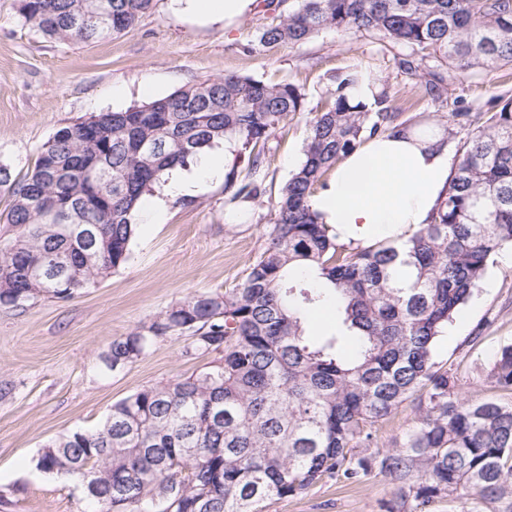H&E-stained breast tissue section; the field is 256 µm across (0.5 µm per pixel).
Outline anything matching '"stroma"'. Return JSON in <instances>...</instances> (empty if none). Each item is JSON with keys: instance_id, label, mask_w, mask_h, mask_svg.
Here are the masks:
<instances>
[{"instance_id": "obj_1", "label": "stroma", "mask_w": 512, "mask_h": 512, "mask_svg": "<svg viewBox=\"0 0 512 512\" xmlns=\"http://www.w3.org/2000/svg\"><path fill=\"white\" fill-rule=\"evenodd\" d=\"M263 0L246 13L206 22L155 0L134 27L109 40L64 44L43 36L19 16V0H0V165L22 179L41 146L62 127L91 115L144 103L198 81L236 74L290 82L309 104L326 95L336 70L367 62L382 73L390 111L445 116L512 96V69L445 74L448 92L434 97L417 75L396 65L399 48L350 32L327 31L298 47L260 45L277 23ZM306 116L282 123L269 139L257 175L263 193L230 207L223 182L190 200L171 203L162 223L143 224L130 258L104 280L63 302L40 297L0 308V512H88L82 485L41 472L35 461L49 441L102 424L114 402L153 384L204 370L213 355L188 357L185 338L158 339L137 361L109 370L100 356L112 339L150 321L174 302L198 292L239 285L265 250L271 205L304 160ZM512 344V264L499 255L479 288L434 349L457 389L475 402L512 404V392L486 374L496 352ZM419 415L405 401L378 423L379 450L399 447ZM399 481L372 472L351 483L327 477L301 494L268 500L262 512H381L396 500Z\"/></svg>"}]
</instances>
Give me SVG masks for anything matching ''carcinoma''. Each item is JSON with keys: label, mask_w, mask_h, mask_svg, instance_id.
<instances>
[{"label": "carcinoma", "mask_w": 512, "mask_h": 512, "mask_svg": "<svg viewBox=\"0 0 512 512\" xmlns=\"http://www.w3.org/2000/svg\"><path fill=\"white\" fill-rule=\"evenodd\" d=\"M154 0H21L20 15L62 43L109 39L132 28ZM279 21L262 45L303 44L353 31L408 50L399 68L432 59L466 72L512 67V0H272ZM325 101L307 105L290 82L235 74L208 78L125 110L59 129L34 171L16 180L11 234L0 238V308L61 301L126 264L138 231L133 212L165 170L205 147L235 142L255 172L259 145L307 113L304 161L274 201L270 242L245 280L200 292L112 340L116 370L164 337H188L185 355L221 357L208 369L144 387L112 404L93 430L76 428L38 458L45 473L96 482L94 512H258L324 477L358 481L378 469L402 483L388 512H423L437 499L461 512H512V404L473 403L436 366L438 338L469 302L490 261L512 249V98L454 112L482 121L458 140L452 176L429 223L400 246L344 243L309 205L326 171L378 133L428 129L430 115L398 121L368 112L352 90L380 83L368 64L330 78ZM95 127L91 142L84 131ZM228 202L263 189L236 170ZM488 379L512 390V345ZM425 398L399 448L366 454L373 429L407 399Z\"/></svg>", "instance_id": "obj_1"}]
</instances>
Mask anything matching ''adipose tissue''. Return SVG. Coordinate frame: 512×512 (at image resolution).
<instances>
[{
    "label": "adipose tissue",
    "mask_w": 512,
    "mask_h": 512,
    "mask_svg": "<svg viewBox=\"0 0 512 512\" xmlns=\"http://www.w3.org/2000/svg\"><path fill=\"white\" fill-rule=\"evenodd\" d=\"M441 133L387 132L348 153L324 187L311 198L321 222L335 225L341 241L371 244L404 241L428 223L451 178V158ZM230 144L200 150L188 166L164 172L161 185L136 213L137 221L159 220L170 201L198 193L224 177Z\"/></svg>",
    "instance_id": "obj_1"
}]
</instances>
